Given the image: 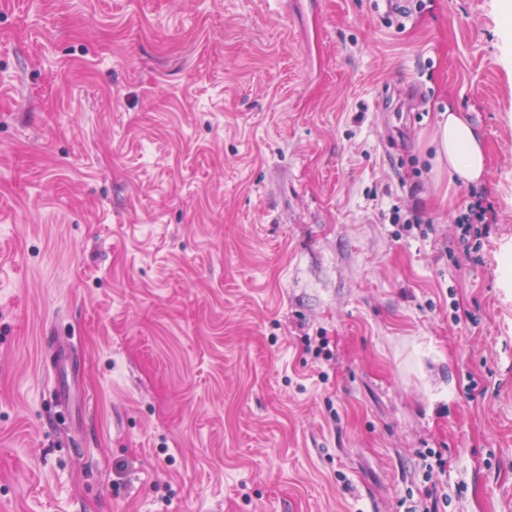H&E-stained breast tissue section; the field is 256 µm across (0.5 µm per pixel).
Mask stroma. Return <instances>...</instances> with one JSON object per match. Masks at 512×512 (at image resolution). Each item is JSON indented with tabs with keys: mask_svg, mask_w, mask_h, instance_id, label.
Segmentation results:
<instances>
[{
	"mask_svg": "<svg viewBox=\"0 0 512 512\" xmlns=\"http://www.w3.org/2000/svg\"><path fill=\"white\" fill-rule=\"evenodd\" d=\"M500 5L0 0V512H512ZM437 158L446 161L451 176L465 184L479 182L486 157L480 132L460 112H440L433 140ZM474 201L470 204L467 215L461 224H485L489 226L493 220V206L486 202L482 194L473 195ZM490 218V219H489ZM59 364L60 359L57 355L53 354V358H51L48 362H45L46 372L49 373V378L51 380L52 388L55 390V395L59 403L67 410L69 413L71 398L61 382L59 375Z\"/></svg>",
	"mask_w": 512,
	"mask_h": 512,
	"instance_id": "stroma-1",
	"label": "stroma"
}]
</instances>
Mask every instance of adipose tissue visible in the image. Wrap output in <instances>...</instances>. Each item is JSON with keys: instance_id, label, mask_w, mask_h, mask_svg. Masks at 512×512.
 <instances>
[{"instance_id": "ef3b65f1", "label": "adipose tissue", "mask_w": 512, "mask_h": 512, "mask_svg": "<svg viewBox=\"0 0 512 512\" xmlns=\"http://www.w3.org/2000/svg\"><path fill=\"white\" fill-rule=\"evenodd\" d=\"M434 144L438 160L447 162L451 176L466 184L482 179L486 169L482 136L462 114L448 110L439 114Z\"/></svg>"}]
</instances>
